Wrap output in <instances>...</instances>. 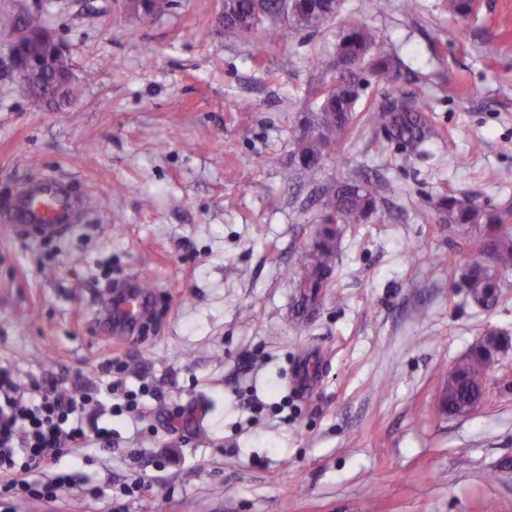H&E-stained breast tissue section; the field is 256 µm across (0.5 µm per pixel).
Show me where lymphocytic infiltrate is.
<instances>
[{
	"label": "lymphocytic infiltrate",
	"instance_id": "1",
	"mask_svg": "<svg viewBox=\"0 0 512 512\" xmlns=\"http://www.w3.org/2000/svg\"><path fill=\"white\" fill-rule=\"evenodd\" d=\"M114 380L95 392L71 391L58 378L31 381L22 393L13 371L0 365V494L56 501L65 488L89 485L78 467L95 447H111L106 413L146 420L136 392L123 379L125 364L107 362Z\"/></svg>",
	"mask_w": 512,
	"mask_h": 512
}]
</instances>
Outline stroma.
Here are the masks:
<instances>
[{"label":"stroma","instance_id":"35a3bbf8","mask_svg":"<svg viewBox=\"0 0 512 512\" xmlns=\"http://www.w3.org/2000/svg\"><path fill=\"white\" fill-rule=\"evenodd\" d=\"M2 12L63 44L75 95L30 111L0 31V364L73 389L101 385L120 355L164 400L143 423L113 417L111 455L84 467L97 496H0V512H512V355L477 411L439 407L479 336H512V273L494 306L475 305L470 235L434 208L452 191L512 211V0H474L466 17L448 0H341L315 32L276 17V43L225 30L223 0H174L147 22L122 0H0ZM356 16L400 75L367 76L345 143L316 176L287 178ZM405 101L425 107L421 141L371 118ZM365 175L380 209L347 228L331 287L307 301L317 196ZM33 176L67 177L89 215L52 237L8 223ZM132 276L154 301L127 344L101 314ZM139 448L185 461L118 496Z\"/></svg>","mask_w":512,"mask_h":512}]
</instances>
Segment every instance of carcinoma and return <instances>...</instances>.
<instances>
[{
  "label": "carcinoma",
  "instance_id": "carcinoma-1",
  "mask_svg": "<svg viewBox=\"0 0 512 512\" xmlns=\"http://www.w3.org/2000/svg\"><path fill=\"white\" fill-rule=\"evenodd\" d=\"M340 5L341 0H291L288 15L296 27L318 31L336 18ZM279 13L281 0H224V28L245 38L258 35L267 42H276L283 37V30L266 27L264 21ZM376 43V34L362 20L349 19L342 25L332 64L334 75L318 92L321 104L317 121L303 125L295 139L294 161L304 173L315 174L324 157L349 136L364 74L389 80L398 74L392 56L373 52ZM24 88L31 108L37 111L70 98L72 93L69 87L58 89L46 75L29 80ZM423 111L421 106L405 104L397 115L383 110L373 119L390 120L399 137L414 140L421 136ZM319 204L322 224L316 230L311 251L302 254L304 274L298 280L300 288L331 287L341 225L367 223L377 213L379 201L372 185L344 179L323 189ZM436 209L450 227L471 225L477 229L465 254L463 278L470 297L481 298L485 307L494 304L502 278L512 271V228L505 225L501 214L453 192L440 195ZM456 366L462 380L450 392L465 400L487 375V360L479 343H474Z\"/></svg>",
  "mask_w": 512,
  "mask_h": 512
}]
</instances>
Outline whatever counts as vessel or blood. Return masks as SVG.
Instances as JSON below:
<instances>
[{
    "label": "vessel or blood",
    "instance_id": "obj_1",
    "mask_svg": "<svg viewBox=\"0 0 512 512\" xmlns=\"http://www.w3.org/2000/svg\"><path fill=\"white\" fill-rule=\"evenodd\" d=\"M15 213L25 227L54 235L61 233L68 224L83 219L87 206L85 201L73 197L62 183L50 178L20 195ZM152 296V291L137 280L114 290L106 312V320L113 333L126 340L133 338L140 329Z\"/></svg>",
    "mask_w": 512,
    "mask_h": 512
}]
</instances>
